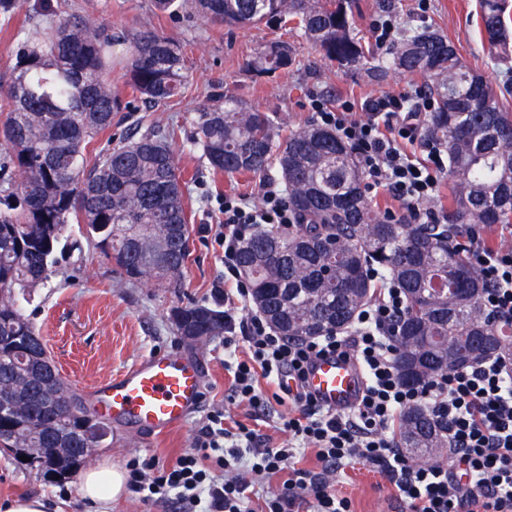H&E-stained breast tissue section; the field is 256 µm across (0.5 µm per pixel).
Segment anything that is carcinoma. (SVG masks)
Instances as JSON below:
<instances>
[{"label":"carcinoma","instance_id":"obj_1","mask_svg":"<svg viewBox=\"0 0 512 512\" xmlns=\"http://www.w3.org/2000/svg\"><path fill=\"white\" fill-rule=\"evenodd\" d=\"M196 12L229 29L275 22L294 25L330 63L364 69L381 82L390 71L430 78L435 105L424 137L448 153L451 208L446 224H408L379 214L363 191L354 149L315 123L281 139L273 120L244 98L204 106L187 118L190 145L216 174L265 176L272 167L286 186L297 223L264 228L243 245L239 269L252 299L291 340L322 336L357 313L375 288L367 269L386 270L408 296L394 336L403 381L420 383L456 369L475 350L512 356V322L488 317L489 285L455 244L462 224L512 223V112L508 99L470 68L440 29L394 42L384 64L355 32L357 0H191ZM506 0H479L482 39L497 57L512 58ZM129 45L127 96L105 79L112 45ZM0 124L11 149L0 165V449L25 455L49 478H70L88 444L82 401L44 369V342L19 296L47 282L67 225L83 224L130 281L179 285L189 254L186 181L171 146L173 133H125L90 159L86 147L112 127L117 113L159 105L186 89V48L151 29L122 36L87 19L49 26L20 40ZM282 40L260 47L256 75L301 67ZM170 320L184 342L224 334V311L198 303L175 306ZM75 404L64 422L60 406ZM398 442L416 458L439 456L444 428L424 408L404 413Z\"/></svg>","mask_w":512,"mask_h":512}]
</instances>
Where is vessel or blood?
<instances>
[{
  "mask_svg": "<svg viewBox=\"0 0 512 512\" xmlns=\"http://www.w3.org/2000/svg\"><path fill=\"white\" fill-rule=\"evenodd\" d=\"M203 368L176 354L155 355L94 388L98 404L113 420L150 433L182 426L189 411L205 399ZM364 377L353 355H327L310 367L306 385L328 409L350 410L359 399Z\"/></svg>",
  "mask_w": 512,
  "mask_h": 512,
  "instance_id": "b4317fda",
  "label": "vessel or blood"
}]
</instances>
